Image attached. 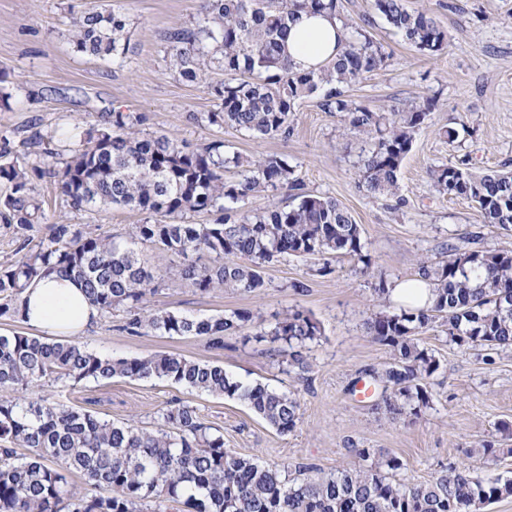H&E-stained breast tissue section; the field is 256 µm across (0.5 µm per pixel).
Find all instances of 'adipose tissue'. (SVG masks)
<instances>
[{"label": "adipose tissue", "mask_w": 512, "mask_h": 512, "mask_svg": "<svg viewBox=\"0 0 512 512\" xmlns=\"http://www.w3.org/2000/svg\"><path fill=\"white\" fill-rule=\"evenodd\" d=\"M343 30L330 14H305L291 24L288 55L297 70L309 71L335 59ZM99 310L72 279L52 274L36 280L22 295L17 319L46 336H76L99 318Z\"/></svg>", "instance_id": "adipose-tissue-1"}]
</instances>
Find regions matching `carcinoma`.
Returning <instances> with one entry per match:
<instances>
[{
	"instance_id": "1",
	"label": "carcinoma",
	"mask_w": 512,
	"mask_h": 512,
	"mask_svg": "<svg viewBox=\"0 0 512 512\" xmlns=\"http://www.w3.org/2000/svg\"><path fill=\"white\" fill-rule=\"evenodd\" d=\"M375 11L402 41L425 55L448 48V31L404 0H373ZM336 15L346 31L339 58L317 70L299 72L284 49L288 24L303 13ZM129 19L119 7L83 11L71 19L75 52L112 62L126 59ZM170 69L187 83H207L219 110L206 113L211 125L232 126L254 138L290 134L300 105L310 98L324 112L343 114L349 131L369 142L358 168V185L374 196L395 197L405 157L415 135L436 107L426 98L405 110L377 112L348 91L381 70L390 57L367 31L346 21L340 0H203L200 16L162 35ZM219 71L224 79L207 80ZM97 128L73 136L66 158L56 165L30 159L10 139H0V224L25 233L45 223L34 184L46 180L70 207L94 212L118 208L146 215L127 235H94L63 221L48 226L39 241L23 239L22 255L0 266V317L16 313L31 283L59 273L80 284L100 314L124 315L120 329L137 335L206 338L215 348L253 320L233 310L198 317L147 311V294L163 275L190 282L202 292L218 288L255 293L266 287L262 269L287 256H348L368 265L361 229L335 199L301 192L295 170L276 155H232L214 139L190 149L166 134L141 129L133 112L102 113ZM236 169L232 180L224 178ZM436 191L476 204L484 223L512 231V170L474 172L442 165L430 171ZM292 192L288 205L271 202L261 211L240 206L257 192ZM212 217L208 224L187 221ZM148 244L170 260L154 274L138 247ZM205 254L200 265L194 256ZM417 273L431 280L433 304L415 313L388 310L389 291L376 288L378 309L365 333L388 347L392 361L369 371L382 388L375 410L414 423L431 408L425 380L438 363L417 335L446 327L459 346L512 349V248L494 252L445 249L423 261ZM258 336L285 344L281 363L301 376L310 370L304 350L320 329L300 310H290ZM159 379L196 392L245 403L281 434L301 421L293 394L261 382L245 384L224 366L158 352L143 358L100 354L69 340L14 332L0 335V512H166L184 503L190 512H483L512 496V479H480L466 470L444 471L427 482L401 484L393 474L403 461L376 448H356L364 461L355 469L288 480L281 472L224 447V435L205 424L196 409L176 402L161 410V423L146 430L115 424L72 407L48 404L31 394L48 382L78 385L88 380ZM512 454L494 442L481 446L484 463ZM80 473L109 495L77 496L68 476ZM155 507H150L149 503Z\"/></svg>"
}]
</instances>
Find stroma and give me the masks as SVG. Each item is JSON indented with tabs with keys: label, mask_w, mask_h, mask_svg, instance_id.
<instances>
[{
	"label": "stroma",
	"mask_w": 512,
	"mask_h": 512,
	"mask_svg": "<svg viewBox=\"0 0 512 512\" xmlns=\"http://www.w3.org/2000/svg\"><path fill=\"white\" fill-rule=\"evenodd\" d=\"M201 0H119L130 19L129 51L123 64L76 54L68 29L71 14L99 0H0V70L12 93L0 108V137L13 141L39 135L62 150L74 134L95 127L103 112L146 116L149 132L169 133L192 146L223 139L225 149L247 157L280 156L295 170L304 192L336 199L359 224L369 266L348 257L332 259L329 273L314 260L288 256L263 270L266 286L257 293L215 290L203 293L188 282L169 281L149 295L151 310L209 317L234 309L274 323L291 308L316 321L321 334L306 354L312 370L305 378L283 373L267 343L256 340L254 324L224 339L220 349L204 338L132 335L121 330V314L99 317L80 335L89 348L113 357H146L157 352L223 365L244 383L261 382L293 392L302 419L280 434L235 399L217 398L163 380L115 378L77 386L49 383L41 391L50 404L71 406L98 418L134 422L152 430L172 402L194 406L207 424L224 435L232 451L270 465L310 464L322 472L355 468L360 448H380L400 457V483L423 482L452 467L481 478H512V454L486 466L477 449L502 441V424L512 425V355L484 347L463 349L442 328L419 334L439 363L428 379L432 407L410 423L392 421L360 399L359 384L370 369L390 361L387 347L367 336L363 322L379 284L414 277L421 259L449 245L495 251L512 246V233L485 224L469 200L436 192L430 171L456 165L475 171L512 170V0H406L447 30V51L426 56L405 44L374 10L373 0H342L345 16L366 29L392 53L388 66L353 86L351 98L381 112L428 97L437 106L416 135L400 171L398 199L375 198L358 186L356 164L364 141L349 133L341 115L324 112L315 101L302 104L290 136L256 139L232 127L201 121L216 106L205 84H183L169 68L161 36L196 18ZM457 129L448 141L443 131ZM35 191L44 198L46 224L64 221L96 234L123 236L139 223V213L72 210L50 183ZM303 282L295 292L294 282Z\"/></svg>",
	"instance_id": "1"
}]
</instances>
